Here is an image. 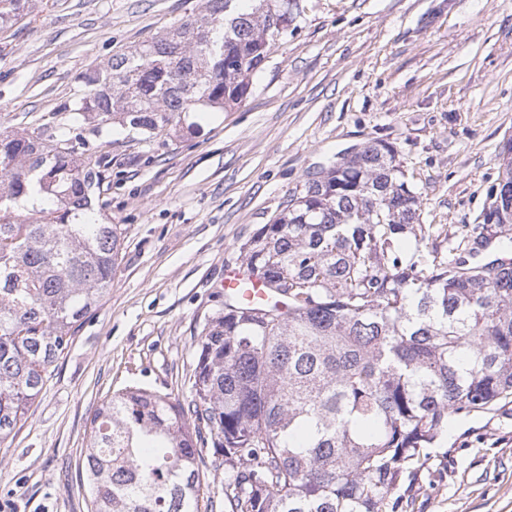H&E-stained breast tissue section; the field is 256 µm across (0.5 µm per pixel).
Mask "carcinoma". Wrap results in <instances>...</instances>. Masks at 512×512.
<instances>
[{"label":"carcinoma","instance_id":"1","mask_svg":"<svg viewBox=\"0 0 512 512\" xmlns=\"http://www.w3.org/2000/svg\"><path fill=\"white\" fill-rule=\"evenodd\" d=\"M203 9L83 75L73 109L150 138L241 103L293 21V0ZM28 0H0V25ZM498 186L512 192V146ZM103 154L0 132V444L25 421L121 249L104 222ZM419 197L377 141L305 184L240 245L279 297L224 298L194 339L186 400L140 388L95 410L84 448L92 512H199L202 428L224 457V512H383L404 465L457 415L512 398V262L466 264L432 241ZM481 231L464 254L502 239Z\"/></svg>","mask_w":512,"mask_h":512}]
</instances>
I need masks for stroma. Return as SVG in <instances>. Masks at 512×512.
<instances>
[{"mask_svg": "<svg viewBox=\"0 0 512 512\" xmlns=\"http://www.w3.org/2000/svg\"><path fill=\"white\" fill-rule=\"evenodd\" d=\"M204 0H29L0 28V132L62 133L81 76ZM248 97L147 139L89 118L108 147L102 195L122 251L112 288L0 446V512H91L79 462L95 408L128 386L189 393L193 340L224 301L240 245L305 184L384 141L456 247L490 203L512 139V0H297ZM391 512H512V402L455 417Z\"/></svg>", "mask_w": 512, "mask_h": 512, "instance_id": "35a3bbf8", "label": "stroma"}]
</instances>
